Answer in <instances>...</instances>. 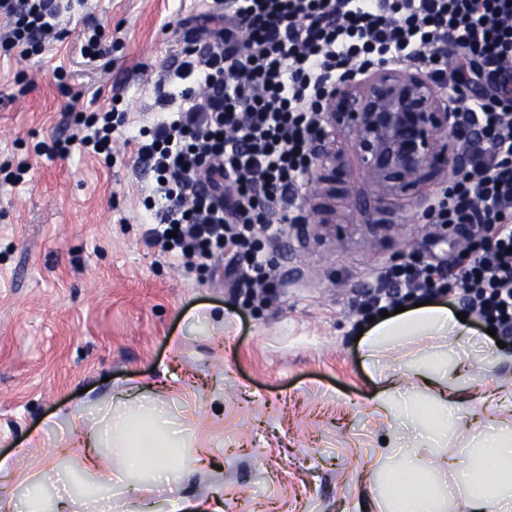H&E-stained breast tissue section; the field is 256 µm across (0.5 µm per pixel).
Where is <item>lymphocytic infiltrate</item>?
Masks as SVG:
<instances>
[{
  "label": "lymphocytic infiltrate",
  "mask_w": 512,
  "mask_h": 512,
  "mask_svg": "<svg viewBox=\"0 0 512 512\" xmlns=\"http://www.w3.org/2000/svg\"><path fill=\"white\" fill-rule=\"evenodd\" d=\"M224 25L198 27L166 70L172 118L132 142L155 184L149 237L191 268L224 249L246 255L238 281L267 276L257 231L276 236L320 133V99L352 71L378 63L442 72L463 96L465 122L490 145L425 211L437 224H473L464 261L391 267L395 288L431 298L457 292L470 312L512 339V0H224ZM55 0H0V48L40 56L59 41ZM71 138L111 159L125 113L82 114Z\"/></svg>",
  "instance_id": "obj_1"
}]
</instances>
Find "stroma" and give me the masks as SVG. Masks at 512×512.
Instances as JSON below:
<instances>
[{
	"mask_svg": "<svg viewBox=\"0 0 512 512\" xmlns=\"http://www.w3.org/2000/svg\"><path fill=\"white\" fill-rule=\"evenodd\" d=\"M64 33L42 58L0 49V457L17 456L22 480L0 481V512L54 491L38 485L47 454L84 430L98 409L161 407L183 438L177 477L148 495L153 512L176 501L200 512H379L380 450L398 436L377 415L378 391L405 388L409 356L385 358L383 378L363 364L360 303L383 286L396 257L455 261L454 238L429 234L419 199L390 202L391 232L373 237L329 199L336 232L318 238L291 207L267 244L271 274L234 284L223 262L185 270L148 239L152 177L134 146L111 161L72 149L39 152L71 137L78 113L109 106L127 133L164 119L161 71L191 32L187 19L212 0H61ZM90 26L110 35L103 60L83 56ZM63 68L64 80L53 72ZM27 166L23 182L8 170ZM502 360L464 363L449 386L467 385L463 421L512 427V341ZM37 448L21 452L29 434ZM209 456L215 466L199 465Z\"/></svg>",
	"mask_w": 512,
	"mask_h": 512,
	"instance_id": "1",
	"label": "stroma"
}]
</instances>
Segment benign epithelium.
Returning <instances> with one entry per match:
<instances>
[{"label": "benign epithelium", "instance_id": "obj_1", "mask_svg": "<svg viewBox=\"0 0 512 512\" xmlns=\"http://www.w3.org/2000/svg\"><path fill=\"white\" fill-rule=\"evenodd\" d=\"M320 134L310 165L302 175L299 208L318 213L317 200L346 187L349 157L338 145L351 137V148L369 188L374 209L390 197L419 194L429 181L452 184L471 153L484 141L465 124L445 79L408 66L381 64L363 74L350 73L319 107Z\"/></svg>", "mask_w": 512, "mask_h": 512}]
</instances>
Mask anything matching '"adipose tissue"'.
I'll list each match as a JSON object with an SVG mask.
<instances>
[{
    "label": "adipose tissue",
    "mask_w": 512,
    "mask_h": 512,
    "mask_svg": "<svg viewBox=\"0 0 512 512\" xmlns=\"http://www.w3.org/2000/svg\"><path fill=\"white\" fill-rule=\"evenodd\" d=\"M475 334L447 302L435 301L410 305L401 313L376 320L365 331L360 349L365 364L374 368L384 354L400 353L413 344L421 346L429 360L410 367L409 378L417 387L434 390L433 413L437 421L444 422L449 402L460 393L446 385L451 370L439 350L448 344L466 348ZM161 416L155 407L146 421L130 408L112 411L104 422L89 423L84 437L68 439L66 451L82 472L111 478L113 472L106 470L102 456L107 448L117 471L147 470L154 478H162L174 470L176 450L170 435L158 434L149 426ZM438 443L432 436L422 448L382 449L389 465L383 471L381 512H446V502L457 494L462 495L468 512H512V432L504 434L487 426L465 435L462 448L452 455L435 453ZM429 469L440 475V483L425 479Z\"/></svg>",
    "instance_id": "ef3b65f1"
}]
</instances>
